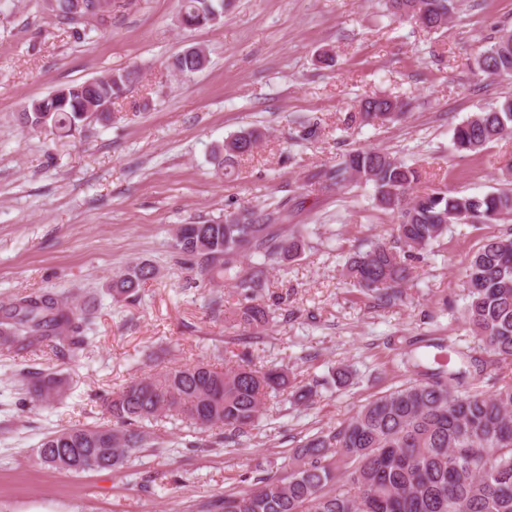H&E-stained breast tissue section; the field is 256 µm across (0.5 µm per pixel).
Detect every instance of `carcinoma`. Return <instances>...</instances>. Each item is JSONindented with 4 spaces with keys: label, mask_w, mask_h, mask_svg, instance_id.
<instances>
[{
    "label": "carcinoma",
    "mask_w": 512,
    "mask_h": 512,
    "mask_svg": "<svg viewBox=\"0 0 512 512\" xmlns=\"http://www.w3.org/2000/svg\"><path fill=\"white\" fill-rule=\"evenodd\" d=\"M393 14L420 21L422 27L446 28L459 0H388ZM228 0H179L186 27L201 28L224 16ZM57 23L81 38L105 25L112 0H85V17L72 16L68 0H54ZM476 70L487 75L512 73V31L484 46ZM170 67L180 74L197 72L183 51ZM133 71L65 86L36 100L24 112L33 131L70 132L86 115L123 95ZM400 96L378 95L360 102L366 124H390L407 113ZM512 135V97L475 112L459 123L453 146L476 154ZM264 137L243 130L212 152L221 166L247 156ZM311 179L340 185L357 180L372 187L374 204L393 215L391 238L351 255L346 275L362 293L384 303L402 298L411 280L409 260L440 242L452 224H505L512 220V192L463 195L436 188L411 193L417 171L396 156L374 148L355 149ZM288 201L271 210H240L214 224H182L175 248L202 259L210 278L232 284L248 304L237 325L247 329L270 321L268 309L253 304L269 283L270 270L298 256L304 236L288 234ZM146 262L128 265L112 279L118 300L155 278ZM464 318L478 348L457 350V364L426 365L409 356L403 365L412 375L399 386L369 400L339 426L309 435L295 447L288 479L265 478L244 495H226L218 512H512V383L488 379L487 361H512V232L489 235L472 252L462 272ZM89 320L82 309L55 291L27 294L0 305V354L19 355L45 346L69 359L88 341ZM281 367L254 369L248 364L216 370L203 362L179 365L157 377L130 382L105 398L106 423L76 425L46 435L37 448L39 464L82 473L123 467L154 443L142 423L183 416L199 429L222 427L224 442L252 428L267 397L288 388ZM26 400L48 406L63 387L55 372L24 376Z\"/></svg>",
    "instance_id": "cac0c4a2"
}]
</instances>
